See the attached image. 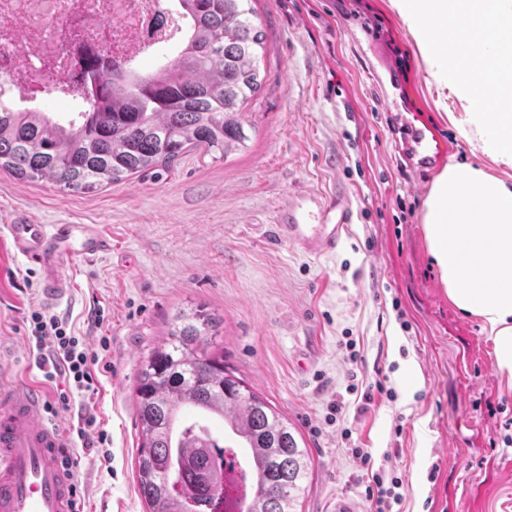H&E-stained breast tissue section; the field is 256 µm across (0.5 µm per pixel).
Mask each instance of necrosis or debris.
<instances>
[{
	"instance_id": "necrosis-or-debris-1",
	"label": "necrosis or debris",
	"mask_w": 512,
	"mask_h": 512,
	"mask_svg": "<svg viewBox=\"0 0 512 512\" xmlns=\"http://www.w3.org/2000/svg\"><path fill=\"white\" fill-rule=\"evenodd\" d=\"M187 26L179 0H0V100L36 110L49 93L82 111L89 57L128 75L179 48Z\"/></svg>"
}]
</instances>
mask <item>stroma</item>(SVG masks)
I'll list each match as a JSON object with an SVG mask.
<instances>
[{"label": "stroma", "instance_id": "35a3bbf8", "mask_svg": "<svg viewBox=\"0 0 512 512\" xmlns=\"http://www.w3.org/2000/svg\"><path fill=\"white\" fill-rule=\"evenodd\" d=\"M260 82L247 139L226 159L186 152L162 177L81 194L0 171V369L39 387L71 431L95 417L80 460L85 512H146L136 479L142 360L178 312L216 316L212 349L300 434L310 472L299 512H363L367 448L401 477L399 512H512V387L481 322L449 300L428 253L422 208L438 166L404 158L413 125L449 162L496 178L469 97L437 83L421 37L392 0H253ZM343 192L354 211L335 251L310 256L272 231L288 192ZM18 212L95 224L111 252L69 257V292L45 308L39 275L4 244ZM47 310L98 357L95 390L45 381L29 341ZM355 340L357 361L345 344ZM358 393H348V384ZM382 384L366 413L361 393ZM107 447H96L99 432Z\"/></svg>", "mask_w": 512, "mask_h": 512}]
</instances>
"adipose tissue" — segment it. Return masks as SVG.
Returning <instances> with one entry per match:
<instances>
[{
    "instance_id": "obj_1",
    "label": "adipose tissue",
    "mask_w": 512,
    "mask_h": 512,
    "mask_svg": "<svg viewBox=\"0 0 512 512\" xmlns=\"http://www.w3.org/2000/svg\"><path fill=\"white\" fill-rule=\"evenodd\" d=\"M422 227L441 285L481 320L495 369L512 386V180L449 163L432 181Z\"/></svg>"
}]
</instances>
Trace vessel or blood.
<instances>
[{"mask_svg": "<svg viewBox=\"0 0 512 512\" xmlns=\"http://www.w3.org/2000/svg\"><path fill=\"white\" fill-rule=\"evenodd\" d=\"M353 211L347 197L326 198L300 187L277 216L279 239L309 255L335 251ZM11 251L40 275L42 301L54 306L69 285L57 265L66 256H91L109 244L94 224H41L28 217L7 226ZM42 393L30 383L0 378V512H74L79 463L63 431L45 420Z\"/></svg>", "mask_w": 512, "mask_h": 512, "instance_id": "b4317fda", "label": "vessel or blood"}]
</instances>
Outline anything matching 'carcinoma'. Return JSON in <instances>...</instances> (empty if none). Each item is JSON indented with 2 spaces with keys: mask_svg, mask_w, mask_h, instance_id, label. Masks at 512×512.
I'll return each mask as SVG.
<instances>
[{
  "mask_svg": "<svg viewBox=\"0 0 512 512\" xmlns=\"http://www.w3.org/2000/svg\"><path fill=\"white\" fill-rule=\"evenodd\" d=\"M190 29L180 53L149 76L114 75L88 63L85 110L65 124L48 112L0 105V170L72 192L160 171L189 149L224 159L244 144L240 103L258 86L261 45L252 0H180ZM167 343L137 377V473L148 512H297L308 451L292 427L203 344L211 314L176 317ZM185 408L213 413L247 448L249 482L228 510L221 439Z\"/></svg>",
  "mask_w": 512,
  "mask_h": 512,
  "instance_id": "carcinoma-1",
  "label": "carcinoma"
}]
</instances>
